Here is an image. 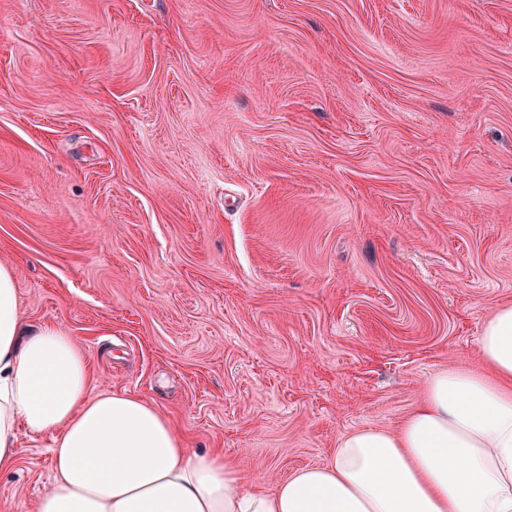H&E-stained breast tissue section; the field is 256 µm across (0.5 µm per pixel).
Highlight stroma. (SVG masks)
Returning <instances> with one entry per match:
<instances>
[{
  "label": "stroma",
  "mask_w": 512,
  "mask_h": 512,
  "mask_svg": "<svg viewBox=\"0 0 512 512\" xmlns=\"http://www.w3.org/2000/svg\"><path fill=\"white\" fill-rule=\"evenodd\" d=\"M1 262L250 484L397 428L512 302V0H0Z\"/></svg>",
  "instance_id": "35a3bbf8"
}]
</instances>
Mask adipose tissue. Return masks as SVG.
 Instances as JSON below:
<instances>
[{"mask_svg": "<svg viewBox=\"0 0 512 512\" xmlns=\"http://www.w3.org/2000/svg\"><path fill=\"white\" fill-rule=\"evenodd\" d=\"M479 352L480 369L433 375L397 432L352 430L328 463L267 491L231 460L189 454L153 403L89 396L76 340L25 325L16 272L0 263V474L24 431L54 436L36 512H512V303L493 311Z\"/></svg>", "mask_w": 512, "mask_h": 512, "instance_id": "ef3b65f1", "label": "adipose tissue"}]
</instances>
